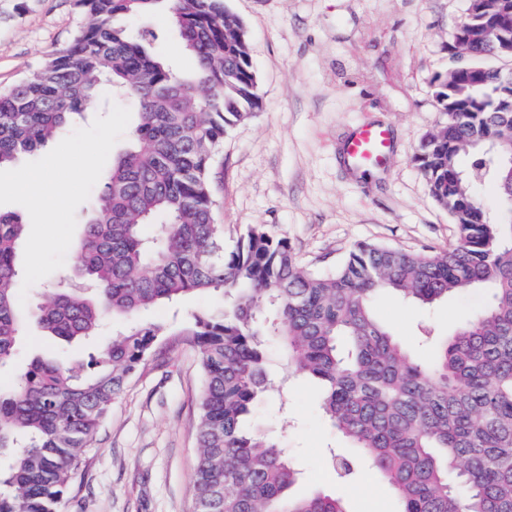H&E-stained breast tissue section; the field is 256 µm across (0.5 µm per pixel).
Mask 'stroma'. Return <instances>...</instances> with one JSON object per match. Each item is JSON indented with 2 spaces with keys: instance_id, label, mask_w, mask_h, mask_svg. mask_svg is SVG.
Returning <instances> with one entry per match:
<instances>
[{
  "instance_id": "stroma-1",
  "label": "stroma",
  "mask_w": 512,
  "mask_h": 512,
  "mask_svg": "<svg viewBox=\"0 0 512 512\" xmlns=\"http://www.w3.org/2000/svg\"><path fill=\"white\" fill-rule=\"evenodd\" d=\"M244 24L262 107L224 138L214 163L213 194L224 243L233 246L254 224L288 240L298 262L332 272L361 243L437 253L457 238L447 211L431 198L414 160L422 139L444 120L433 96L437 76L452 60L448 44L469 0H224ZM84 18L75 0H0V87L32 73L70 43ZM157 50L183 74L194 57L184 50L169 15L148 20ZM135 104L116 97L88 106L60 138L71 165L53 175L63 208L49 210L18 189L26 175L49 166L57 144L0 168V211L26 222L20 249L18 298L27 308L37 288L71 272L72 245L91 202L128 143ZM363 123L386 126L390 147L367 173L347 160L343 146ZM110 149H102V141ZM472 288L424 308L391 297L377 316L420 358L424 327L450 334L486 304ZM216 295L144 312V322L167 325L144 364L112 406L63 512H194L191 477L197 461V418L203 373L199 353L184 336L194 313L220 309ZM91 345L60 344L29 330L13 364L0 370L12 384L37 355L87 361ZM272 384L255 405L251 423L273 435L299 472L291 492L321 489L343 497L351 512H399L374 472L360 469L340 481L332 454L355 455L323 413L318 388L294 376L279 356L270 361Z\"/></svg>"
}]
</instances>
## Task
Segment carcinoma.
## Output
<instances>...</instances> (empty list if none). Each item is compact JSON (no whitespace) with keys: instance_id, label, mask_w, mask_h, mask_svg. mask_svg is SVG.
I'll return each mask as SVG.
<instances>
[{"instance_id":"obj_1","label":"carcinoma","mask_w":512,"mask_h":512,"mask_svg":"<svg viewBox=\"0 0 512 512\" xmlns=\"http://www.w3.org/2000/svg\"><path fill=\"white\" fill-rule=\"evenodd\" d=\"M160 3L196 59L191 75L149 52L154 32L135 39L114 25ZM77 4L85 21L74 41L0 89V167L59 137L106 89L138 103L137 121L95 196L74 273L34 314L17 297L25 224L0 212V368L31 322L66 342L97 336L107 321L121 328L87 366L37 356L0 389V512H60L112 403L167 334L134 317L192 293L227 303L218 315L194 314L186 329L203 372L191 490L210 512H350L334 494L292 496L296 469L250 422L269 383L271 341L296 375L320 383L323 412L400 512H512V170L489 151L512 136V110L496 109L512 70L487 64L501 54L482 28L458 55L465 70L437 77L446 119L415 156L457 226L456 243L438 254L363 243L324 274L262 224L224 247L215 153L262 105L244 26L224 0ZM450 79L470 111L448 110ZM477 182L492 185L495 211L474 194ZM159 218L158 234L145 235ZM478 286L488 292L484 309L448 337H430V359L375 315L384 295L432 305Z\"/></svg>"}]
</instances>
